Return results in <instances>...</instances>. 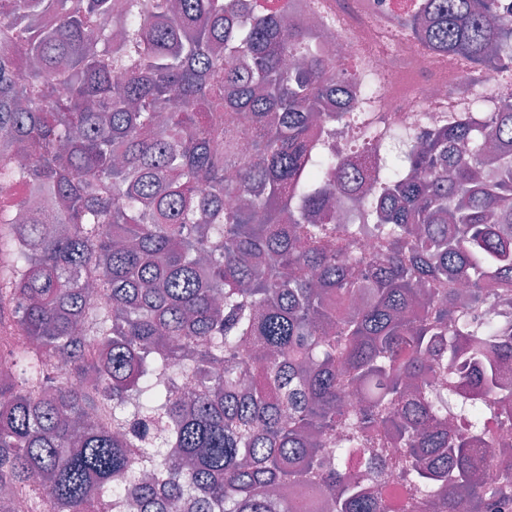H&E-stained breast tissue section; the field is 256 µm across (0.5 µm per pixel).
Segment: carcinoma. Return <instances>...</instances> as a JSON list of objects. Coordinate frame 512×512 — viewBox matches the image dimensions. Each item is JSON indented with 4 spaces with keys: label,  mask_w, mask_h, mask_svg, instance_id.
Masks as SVG:
<instances>
[{
    "label": "carcinoma",
    "mask_w": 512,
    "mask_h": 512,
    "mask_svg": "<svg viewBox=\"0 0 512 512\" xmlns=\"http://www.w3.org/2000/svg\"><path fill=\"white\" fill-rule=\"evenodd\" d=\"M398 22L512 65L501 0ZM339 66L277 0H0V512H307L299 479L324 512H512V101L367 180L370 144L323 145L358 122Z\"/></svg>",
    "instance_id": "1"
}]
</instances>
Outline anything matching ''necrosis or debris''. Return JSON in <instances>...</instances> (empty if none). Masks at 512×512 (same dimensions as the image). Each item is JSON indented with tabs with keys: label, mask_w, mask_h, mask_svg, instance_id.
<instances>
[{
	"label": "necrosis or debris",
	"mask_w": 512,
	"mask_h": 512,
	"mask_svg": "<svg viewBox=\"0 0 512 512\" xmlns=\"http://www.w3.org/2000/svg\"><path fill=\"white\" fill-rule=\"evenodd\" d=\"M404 0H314V14L329 25L334 39L325 48L343 59L336 85L356 111L373 114L380 142H387L386 116L408 134L455 113L479 118L512 96V67L495 73L494 92L478 94L469 61L440 53L427 43L396 30L392 17ZM375 82L371 98L361 84Z\"/></svg>",
	"instance_id": "necrosis-or-debris-1"
}]
</instances>
